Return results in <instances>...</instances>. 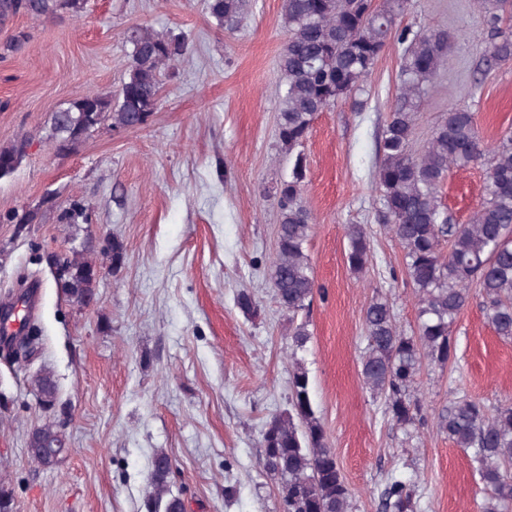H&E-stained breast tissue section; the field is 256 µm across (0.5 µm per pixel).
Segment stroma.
Here are the masks:
<instances>
[{
  "label": "stroma",
  "mask_w": 512,
  "mask_h": 512,
  "mask_svg": "<svg viewBox=\"0 0 512 512\" xmlns=\"http://www.w3.org/2000/svg\"><path fill=\"white\" fill-rule=\"evenodd\" d=\"M283 0H247L240 27L216 26L207 0H88L80 17L0 25V42L26 31L23 51L0 61V146L27 133L28 155L0 178V215L40 209L34 224L0 222V306L40 286L39 338L28 361L0 353V483L15 512H146L157 451L173 460L171 487L187 512H281L263 466L262 434L288 408V314L271 288L278 209L269 193L288 173L276 135L278 57L288 40ZM402 26L447 30L448 63L420 103L416 142L442 113L474 112L486 143L512 129V62L485 65L487 29L471 0H411ZM185 39L189 60L165 77L144 125L103 126L57 154L52 115L87 93L114 94L128 74L133 26ZM400 48L378 59L356 98L316 118L304 145L306 245L318 291L308 311L304 363L317 414L336 452L351 512H379L389 477L414 482L418 512H480V478L467 453L428 425L406 440L360 376L363 310L383 294L404 333L418 298L382 216L376 184L383 128L399 84ZM484 169L451 171L443 204L466 223L483 196ZM57 207H42L45 198ZM83 199L86 224L57 210ZM364 227L373 256L347 262L346 228ZM124 247L111 267L104 251ZM82 251L103 265L93 303L58 288L51 253ZM254 313H244L239 294ZM457 361L424 367L416 393L427 411L455 391L494 406L512 401V341L496 335L478 297L453 333ZM50 371L57 404L30 385ZM66 435L53 466L32 462L31 431Z\"/></svg>",
  "instance_id": "obj_1"
}]
</instances>
